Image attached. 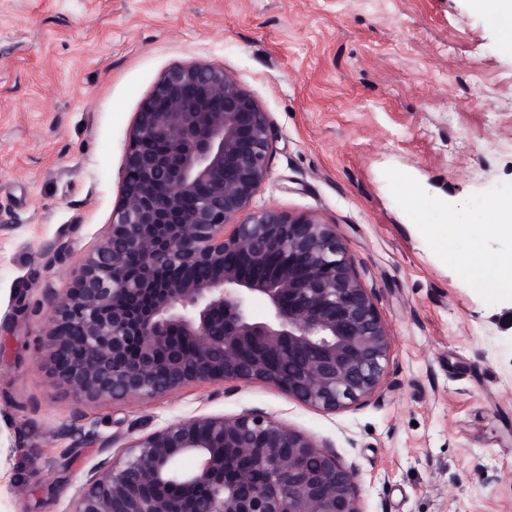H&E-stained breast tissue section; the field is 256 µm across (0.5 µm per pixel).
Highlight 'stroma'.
<instances>
[{"label":"stroma","instance_id":"obj_1","mask_svg":"<svg viewBox=\"0 0 512 512\" xmlns=\"http://www.w3.org/2000/svg\"><path fill=\"white\" fill-rule=\"evenodd\" d=\"M224 67L272 131L253 205L335 225L390 336L383 380L328 413L261 384L100 404L56 383L55 299L107 234L128 132L170 67ZM512 199V51L474 0H0V512H69L115 436L263 412L332 445L364 512H512V294L440 245ZM77 423L99 438L63 433Z\"/></svg>","mask_w":512,"mask_h":512}]
</instances>
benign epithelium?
Wrapping results in <instances>:
<instances>
[{"instance_id":"7a95c632","label":"benign epithelium","mask_w":512,"mask_h":512,"mask_svg":"<svg viewBox=\"0 0 512 512\" xmlns=\"http://www.w3.org/2000/svg\"><path fill=\"white\" fill-rule=\"evenodd\" d=\"M270 145L266 113L232 73L189 63L161 75L129 131L110 229L54 302L46 350L60 385L109 403L264 383L326 411L374 392L390 341L336 228L252 207ZM175 266L185 274L161 277ZM70 512L363 510L336 449L245 410L128 437Z\"/></svg>"}]
</instances>
